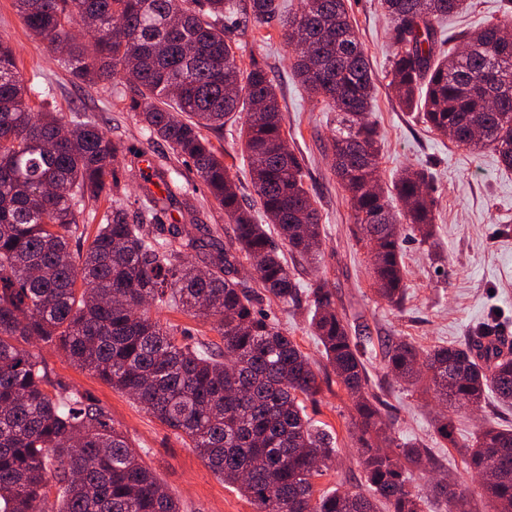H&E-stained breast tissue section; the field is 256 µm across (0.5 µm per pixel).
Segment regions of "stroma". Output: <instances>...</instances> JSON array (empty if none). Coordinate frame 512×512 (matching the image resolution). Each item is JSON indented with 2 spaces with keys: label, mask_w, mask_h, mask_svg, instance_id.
<instances>
[{
  "label": "stroma",
  "mask_w": 512,
  "mask_h": 512,
  "mask_svg": "<svg viewBox=\"0 0 512 512\" xmlns=\"http://www.w3.org/2000/svg\"><path fill=\"white\" fill-rule=\"evenodd\" d=\"M511 6L512 0H474L464 14L449 18L444 28L451 35L472 30L488 20L502 18ZM348 9L377 78L374 116L382 135L380 178L390 183L406 168L430 174L441 257L432 259L410 226L400 225L405 303L397 309L378 297L369 273L368 249L357 240L348 196L334 174L327 149L336 126L335 113L325 111L292 78L296 54L282 37L279 24L237 33L232 37L237 59L244 64L258 60L280 84L284 129L289 144L305 159L306 183L324 229L319 256L292 260L302 291L298 303L285 305L267 296L259 307L279 318L310 356L319 375L321 390L307 400V413L332 434L338 452L333 465L315 478L316 490L354 491L364 485L351 399L337 384L322 356V346L309 327L307 295L322 282L333 291L337 311L350 325L366 326L373 338L365 354L369 389L379 396L383 412L394 419L396 437L424 441L468 495L473 512H491V502L478 493V480L463 469L451 444L435 433L433 417L446 414L455 426V438L464 441L485 426L512 429V407L500 404L491 395L477 408L463 409L439 401L433 393L406 388L388 374L384 355L391 339L411 340L426 352L463 343L485 324L512 337V170L501 165L493 150L476 153L456 145L428 129L416 111L403 108L389 86L388 70L395 45L392 25L379 0H348ZM0 35L9 40L25 68H36L39 84L51 85V94L43 102L46 109L85 115L97 122L112 141L123 145L117 164L124 176L126 205H134L143 196V163L151 161L178 173L180 182L194 190L208 223L218 228L220 241H230L232 226L206 187L165 143L151 140L135 113L125 107L123 98L131 93L125 76L116 75L105 86L73 82L52 62L45 43L24 28L13 0H0ZM238 127L237 121L230 120L222 131L209 132L208 137L223 150L224 163L237 177L241 193L251 199L255 193L247 163L236 145ZM35 351L45 360L52 378L99 401L115 427L156 470L167 491L179 497L183 512H254L247 499L209 470L193 448L127 395L92 372L76 368L55 348L39 344Z\"/></svg>",
  "instance_id": "obj_1"
}]
</instances>
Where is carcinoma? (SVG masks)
<instances>
[{"mask_svg": "<svg viewBox=\"0 0 512 512\" xmlns=\"http://www.w3.org/2000/svg\"><path fill=\"white\" fill-rule=\"evenodd\" d=\"M27 31L54 52L73 79L95 86L128 74V109L152 139L189 162L224 218L218 229L178 183L149 165L147 191L133 213L123 204L121 147L78 113L37 111L30 96L47 95L25 78L0 38V512H182L123 432L92 397L51 378L30 346L42 341L73 364L189 440L204 464L236 488L255 512H425L456 497L454 479L428 494L409 485L407 466H438L430 449L392 436L394 422L367 391L364 355L336 311L333 292L311 289V327L336 382L352 399L366 490L316 494L314 468L333 461L332 437L307 416L304 400L320 391L318 374L288 333L256 309L260 295L236 278L250 263L263 291L286 304L299 287L268 227L301 256L323 245L321 215L304 183L303 158L288 146L278 85L266 67L243 70L230 33L280 21L294 46L293 77L337 113L330 149L348 193L361 241L369 248L378 295L404 302L399 219L435 236L427 175L407 168L389 190L369 187L379 165L373 118L376 82L347 0H302L283 16L280 0H14ZM396 50L390 86L399 103L418 110L431 130L475 152L493 148L512 169V14L459 33L445 54L442 23L469 0H381ZM82 23L86 42L72 33ZM244 112L241 153L258 209L246 207L221 153L203 134ZM110 202L86 249V202ZM404 205L403 214L393 201ZM182 220L166 223L173 204ZM194 227V235L189 227ZM177 309L210 321L223 345L189 341L163 326L151 308ZM495 327L454 346L423 354L405 338L386 346L385 361L401 382L429 381L436 395L461 406L487 393L512 404V353L496 344ZM438 436L462 448L461 463L479 477L494 512H512V430L488 427L470 441L454 439L440 416ZM57 488V507L49 490Z\"/></svg>", "mask_w": 512, "mask_h": 512, "instance_id": "carcinoma-1", "label": "carcinoma"}]
</instances>
